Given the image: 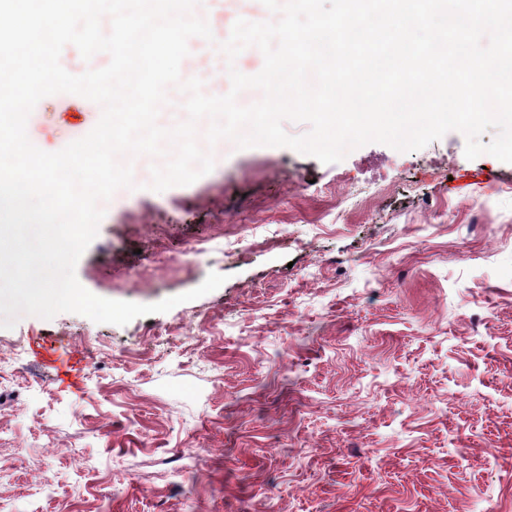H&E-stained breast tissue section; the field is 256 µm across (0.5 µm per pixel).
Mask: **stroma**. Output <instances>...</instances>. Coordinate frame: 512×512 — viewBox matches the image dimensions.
<instances>
[{
  "mask_svg": "<svg viewBox=\"0 0 512 512\" xmlns=\"http://www.w3.org/2000/svg\"><path fill=\"white\" fill-rule=\"evenodd\" d=\"M182 78L228 85L218 45L261 0H202ZM40 100L29 139L56 152ZM370 143L324 164L235 149L193 184L103 202L76 265L124 326L60 313L0 328L5 512H512V164Z\"/></svg>",
  "mask_w": 512,
  "mask_h": 512,
  "instance_id": "1",
  "label": "stroma"
}]
</instances>
